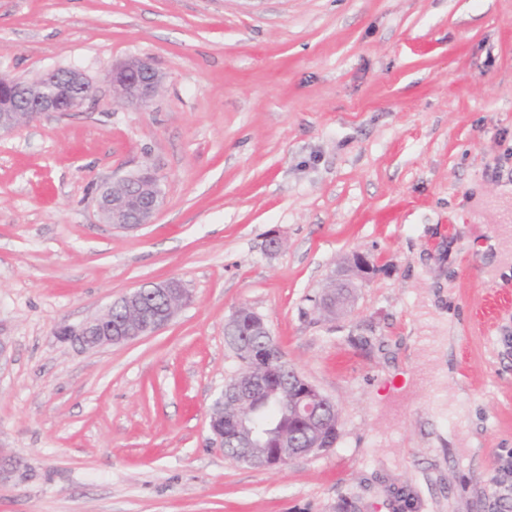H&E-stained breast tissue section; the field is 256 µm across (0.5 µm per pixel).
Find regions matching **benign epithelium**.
I'll list each match as a JSON object with an SVG mask.
<instances>
[{"label":"benign epithelium","instance_id":"1","mask_svg":"<svg viewBox=\"0 0 512 512\" xmlns=\"http://www.w3.org/2000/svg\"><path fill=\"white\" fill-rule=\"evenodd\" d=\"M110 80L117 99L125 106L139 110L149 103L160 82V76L147 60L135 58L110 67ZM95 97L92 82L75 68L53 70L33 80L24 82L10 78L0 82V136L13 133L21 125L34 121L50 112H71ZM162 205L161 191L154 175L145 170L121 179L100 189L98 212L106 224L119 228L137 229L153 222ZM150 296L162 302L155 309L144 301ZM189 300L184 284L175 278L149 288H140L112 302L107 310L78 325H62L58 336L65 341L94 350L105 346L135 341L151 336L168 324L175 312ZM125 306L134 314L127 323L122 319L112 321V310ZM276 343L256 353L249 352V359L262 366L261 375L273 377L282 359L275 353ZM292 418L296 427L306 437L309 447H298L299 441L285 436L277 439L257 432L244 417L231 420L239 439L241 458L257 469L286 466L299 456L314 455L326 448L321 428L327 422V411L332 401L323 395L304 376L297 375L294 382ZM231 398L238 404H250L253 394L226 387L215 399L217 406Z\"/></svg>","mask_w":512,"mask_h":512}]
</instances>
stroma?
Segmentation results:
<instances>
[{
  "mask_svg": "<svg viewBox=\"0 0 512 512\" xmlns=\"http://www.w3.org/2000/svg\"><path fill=\"white\" fill-rule=\"evenodd\" d=\"M131 58L162 75L141 111L108 78ZM59 67L95 99L0 136V512H512V276L484 249L512 247V0H0V72ZM145 168L154 223H102L100 186ZM170 278L191 299L155 335L58 337ZM242 307L335 403L333 448L212 445ZM507 246L508 245L502 239H491L485 247L486 250L492 249L499 260L492 269V277L499 283L503 281V277L507 278L512 275L509 269ZM453 331H454V326H453L452 320H449V322H448V344H447V336H438V338L436 340L430 342V344L432 345V347L430 348V351L435 352L433 357L436 359L442 360L441 366L439 367V369L436 373V375L440 379H442L444 377L445 373L447 372L446 354L448 353V355H449V353L451 352V347L454 344L455 336L451 335Z\"/></svg>",
  "mask_w": 512,
  "mask_h": 512,
  "instance_id": "obj_1",
  "label": "stroma"
}]
</instances>
